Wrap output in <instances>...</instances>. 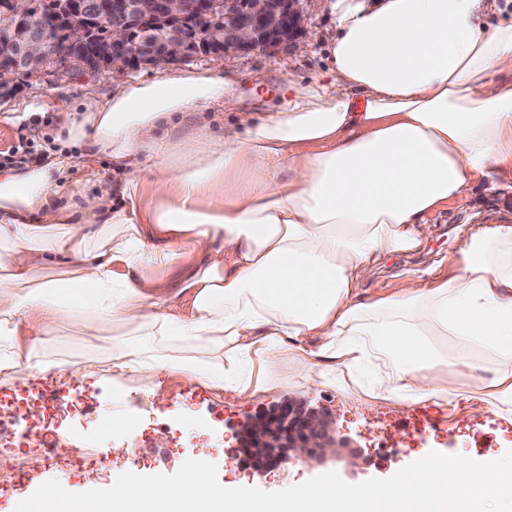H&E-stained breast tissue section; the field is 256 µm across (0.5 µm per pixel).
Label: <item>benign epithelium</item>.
<instances>
[{
	"mask_svg": "<svg viewBox=\"0 0 512 512\" xmlns=\"http://www.w3.org/2000/svg\"><path fill=\"white\" fill-rule=\"evenodd\" d=\"M301 0H57L54 19L35 32L37 0H0V99L21 77L56 65L127 75L196 57L235 60L255 51L298 48L307 37ZM241 447L269 470L350 447L332 420L301 399L250 418Z\"/></svg>",
	"mask_w": 512,
	"mask_h": 512,
	"instance_id": "obj_1",
	"label": "benign epithelium"
}]
</instances>
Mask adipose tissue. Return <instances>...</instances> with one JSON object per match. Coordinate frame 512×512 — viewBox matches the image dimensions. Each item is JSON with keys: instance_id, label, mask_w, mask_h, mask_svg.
Returning <instances> with one entry per match:
<instances>
[{"instance_id": "adipose-tissue-1", "label": "adipose tissue", "mask_w": 512, "mask_h": 512, "mask_svg": "<svg viewBox=\"0 0 512 512\" xmlns=\"http://www.w3.org/2000/svg\"><path fill=\"white\" fill-rule=\"evenodd\" d=\"M486 12L342 0L324 79L220 136L223 73L116 79L48 161L0 170V374H67L44 343L74 325L111 337L113 379L145 389L162 373L237 395L333 381L407 407L476 394L512 420V222L486 213L440 277L357 293L421 247L428 215L512 168V18ZM71 148L124 171L73 210L58 202ZM206 247L173 302L154 270Z\"/></svg>"}]
</instances>
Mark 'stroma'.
<instances>
[{
    "label": "stroma",
    "instance_id": "1",
    "mask_svg": "<svg viewBox=\"0 0 512 512\" xmlns=\"http://www.w3.org/2000/svg\"><path fill=\"white\" fill-rule=\"evenodd\" d=\"M337 0H304L307 38L303 50H281L241 57L229 74L230 96L237 109L256 115L270 101L256 97L255 86L275 88L285 83L300 86L321 80L330 66L328 47L336 36ZM113 89L111 72L90 76L79 71L60 74L47 68L40 78L20 80L13 95L0 101V153L25 146L30 154L52 147L65 111L107 100ZM512 219V171L496 169L477 182L461 199L432 214L423 226L424 242L413 253L384 261L378 275L359 289L369 299L399 287L408 278L423 281L448 268L458 238L480 223L485 212ZM49 350L78 361L93 354L109 359L111 340L88 345L69 327L61 328L47 343ZM57 385L78 388L80 394L63 406L59 416L79 438L70 455L57 456L53 469H31L19 483L0 490V512H14L16 504L44 482L55 479L70 492L102 488L124 472L143 475L175 473L189 458L215 463L223 487H256L278 491L319 474L334 471L343 481L357 484L372 477L387 478L399 469L436 451L497 459L512 450V423L482 411L477 398L440 408L424 403L412 408L387 401L367 402L345 395L335 386H316L302 398L307 405L330 415L336 430L348 436L361 455L359 467L327 457L321 462L290 461L270 471L232 466L238 454L239 424L293 397L288 387H276L252 396L232 397L177 374L159 377L148 390L129 379L114 383L108 372L89 377L76 372L57 377ZM134 415L135 430L109 433L107 422ZM104 440L111 447L106 468L74 477V464L96 455L92 443Z\"/></svg>",
    "mask_w": 512,
    "mask_h": 512
}]
</instances>
